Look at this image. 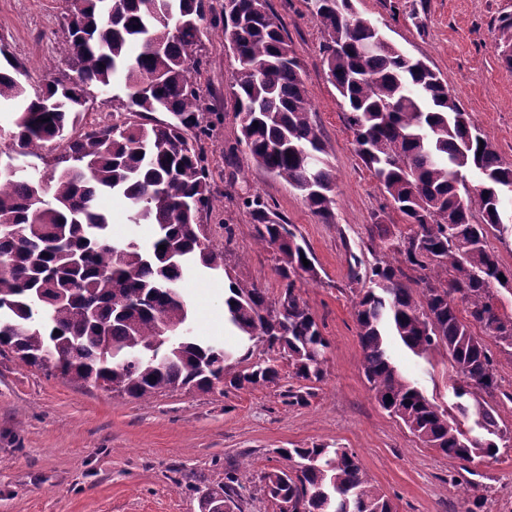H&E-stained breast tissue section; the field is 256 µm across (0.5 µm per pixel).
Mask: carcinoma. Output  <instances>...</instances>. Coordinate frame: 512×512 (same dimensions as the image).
<instances>
[{
	"mask_svg": "<svg viewBox=\"0 0 512 512\" xmlns=\"http://www.w3.org/2000/svg\"><path fill=\"white\" fill-rule=\"evenodd\" d=\"M321 27L327 76L343 100L358 156L409 225L389 238L369 229L371 250L398 254L370 268L372 288L355 303L362 368L379 406L424 445L459 461L494 458L512 436L497 411L477 402L489 437L468 439L459 423L399 373L388 351L398 338L417 356L444 350L466 395L498 389L494 358L471 326L512 356V315L500 313L490 285L512 267L486 244L503 225L502 200L512 166L472 127L439 73L407 55L358 15L352 0H307ZM61 53L71 73L28 88L26 67L0 44V103L17 107L13 128H0L11 154L0 161V352L64 378L102 382L110 391L144 398L194 387L208 392L273 383L278 361L308 382L323 378L330 346L295 293L298 278H318L304 265L308 248L268 201H244L255 237L276 255L285 281L277 299L254 284L230 282L225 320L270 356L237 372L222 347L193 340L180 281L192 268L224 269V253L203 242L202 213L215 211L211 173L199 141L208 135L195 75L202 30L222 25L239 63L231 99L243 145L257 166L300 192L322 221L333 218L336 176L321 159L325 145L311 120L301 66L266 0H224L220 18L206 0H83L65 12ZM124 80L125 95L111 94ZM100 94L112 102V124L69 136ZM152 112L171 114L169 121ZM258 126H253V123ZM56 140L58 171L43 181L16 169ZM481 177L472 190L463 171ZM121 194L130 220L152 224L154 239L111 240L110 221L93 201ZM481 221H473V209ZM165 246V250L158 246ZM421 288L414 295L408 283ZM288 462L258 475L259 492L278 512H398L347 448H278ZM244 486L234 472L208 493L203 512H244Z\"/></svg>",
	"mask_w": 512,
	"mask_h": 512,
	"instance_id": "obj_1",
	"label": "carcinoma"
}]
</instances>
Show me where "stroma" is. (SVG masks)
<instances>
[{
  "label": "stroma",
  "mask_w": 512,
  "mask_h": 512,
  "mask_svg": "<svg viewBox=\"0 0 512 512\" xmlns=\"http://www.w3.org/2000/svg\"><path fill=\"white\" fill-rule=\"evenodd\" d=\"M354 7L438 72L470 123L512 164V68L502 57L512 37V0H354ZM267 10L284 24L302 65L312 118L336 174L334 217L322 222L296 190L257 167L246 148L227 153L240 134L230 94L238 63L224 47L222 30L208 29L197 83L205 106L223 120L202 142L220 205L203 222L229 274L191 273L181 286L196 339L234 350L232 370L246 368L249 351L225 326L224 282L231 277L256 284L272 299L282 291L275 254L256 241L243 205L244 198L261 195L294 225L319 272L318 280H297L296 291L331 343L322 381L303 405L289 404L287 392L300 382L286 372L275 385L182 389L138 400L1 355L0 512H201L203 497L229 470L248 495L245 512H277L257 492V475L282 466L278 449L312 444L355 452L399 512H464L463 489L470 484L483 496L476 512H512V447L470 463L450 459L423 445L369 389L354 318L360 286L350 281L348 266L354 256L362 270L374 264L367 238L374 220L395 234L407 226L356 153L306 0H267ZM63 11V0H0V41L24 63L29 84L67 69L59 53L66 37ZM96 205L111 215L113 240L151 241L152 225L131 223L121 198L102 195ZM474 334L495 350L500 393L493 402L501 428L512 431V356L496 351L484 330ZM392 349L403 375L469 429L473 419L458 410V374L447 354L417 357L398 343Z\"/></svg>",
  "instance_id": "1"
}]
</instances>
